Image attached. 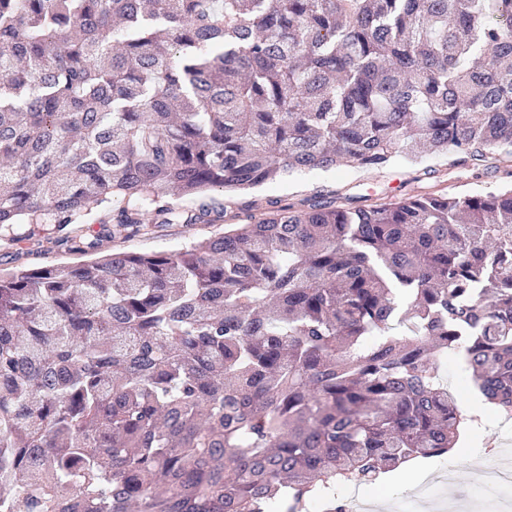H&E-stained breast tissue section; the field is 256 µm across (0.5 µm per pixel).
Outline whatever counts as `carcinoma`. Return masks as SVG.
Returning <instances> with one entry per match:
<instances>
[{
	"label": "carcinoma",
	"instance_id": "carcinoma-1",
	"mask_svg": "<svg viewBox=\"0 0 512 512\" xmlns=\"http://www.w3.org/2000/svg\"><path fill=\"white\" fill-rule=\"evenodd\" d=\"M512 153V0H0V237L83 257L215 188ZM512 417V187L278 201L0 272V512H272ZM440 375L448 382V389L453 392L458 398L460 395H465L466 382L463 381V376L460 370L458 359L448 360L447 363H442L439 366Z\"/></svg>",
	"mask_w": 512,
	"mask_h": 512
}]
</instances>
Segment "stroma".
I'll use <instances>...</instances> for the list:
<instances>
[{
	"instance_id": "obj_1",
	"label": "stroma",
	"mask_w": 512,
	"mask_h": 512,
	"mask_svg": "<svg viewBox=\"0 0 512 512\" xmlns=\"http://www.w3.org/2000/svg\"><path fill=\"white\" fill-rule=\"evenodd\" d=\"M512 186V155L500 151L488 152L480 161H462L451 154H426L418 161L403 158L375 169L342 167L329 171L293 173L262 187L246 191H223L229 214L239 213L251 206L253 213H261L268 201L296 207L312 198L336 201L351 206L379 205L395 199L418 194H436L448 197L476 196ZM220 224H171L153 229L147 235L127 240L104 243L103 252L117 249L133 252H157L177 248L223 232ZM19 253L23 263L49 265L70 262L69 254L56 251L46 240L45 231H36L32 239L12 244L0 239V255ZM506 429L494 417H484L482 425L469 435L461 437L460 451L429 458L430 469L421 481L403 478L400 471L381 474L378 484H364L360 492L365 496H382L388 512H409L414 505L413 490L417 483H425L434 499H442L448 492L467 501L473 512H499L512 498V491L501 489L495 494L484 491L476 478V469L484 454L491 449L512 454V443H503ZM455 465L457 482L447 488L443 477L448 465Z\"/></svg>"
}]
</instances>
